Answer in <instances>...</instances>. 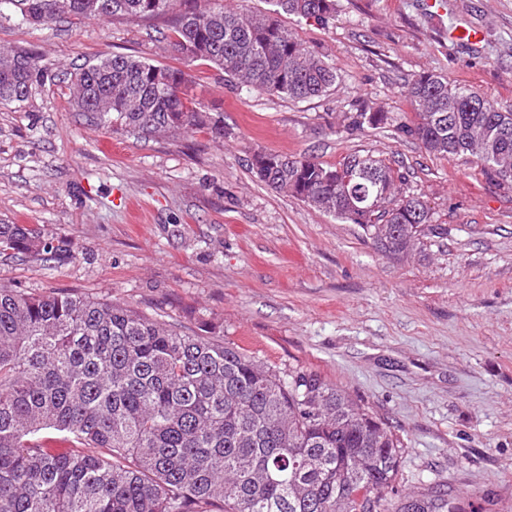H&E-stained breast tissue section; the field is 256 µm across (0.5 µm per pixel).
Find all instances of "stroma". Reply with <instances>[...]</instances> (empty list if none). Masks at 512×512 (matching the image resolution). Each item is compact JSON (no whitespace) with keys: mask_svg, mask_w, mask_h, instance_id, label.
Returning <instances> with one entry per match:
<instances>
[{"mask_svg":"<svg viewBox=\"0 0 512 512\" xmlns=\"http://www.w3.org/2000/svg\"><path fill=\"white\" fill-rule=\"evenodd\" d=\"M449 40L423 0H338L328 25L283 24L335 64L326 95L293 101L225 81L171 51L165 18L0 22V50L39 49L55 76L22 104L0 105V222L68 240L62 261L0 255V284L126 304L298 366L345 389L405 446L390 512L446 494L464 512H512V187L474 161L425 151L406 85L430 71L512 112V0H446ZM115 53L182 69L207 131L141 138L79 115L71 75ZM368 105L385 127L351 130ZM341 167L372 155L403 172L441 233L407 257L375 249L356 224L260 182L253 154Z\"/></svg>","mask_w":512,"mask_h":512,"instance_id":"1","label":"stroma"}]
</instances>
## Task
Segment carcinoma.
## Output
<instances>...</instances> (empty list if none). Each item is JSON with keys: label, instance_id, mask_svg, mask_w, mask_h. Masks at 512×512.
Instances as JSON below:
<instances>
[{"label": "carcinoma", "instance_id": "cac0c4a2", "mask_svg": "<svg viewBox=\"0 0 512 512\" xmlns=\"http://www.w3.org/2000/svg\"><path fill=\"white\" fill-rule=\"evenodd\" d=\"M251 14L195 0H0L22 21L48 26L65 14L97 19L170 16L172 48L206 61L231 82L292 100L326 94L336 67L279 21L326 25L336 0H268ZM52 76L37 50L0 51V104L25 102ZM189 74L114 54L73 76L78 112L97 125L143 136L208 130L221 116L186 98ZM429 153L469 156L512 184V113L479 92L422 71L407 84ZM388 123L360 108L348 128ZM251 170L267 186L358 224L375 248L405 257L429 229L426 202L401 191L402 176L371 155L340 168L313 158L258 153ZM364 220L353 206L379 191ZM68 244L36 224H0V254L61 258ZM70 442L53 453L49 434ZM405 448L391 426L349 392L297 368L268 367L237 348L107 300L0 285V512H378L395 495ZM417 512H458L445 499Z\"/></svg>", "mask_w": 512, "mask_h": 512}]
</instances>
